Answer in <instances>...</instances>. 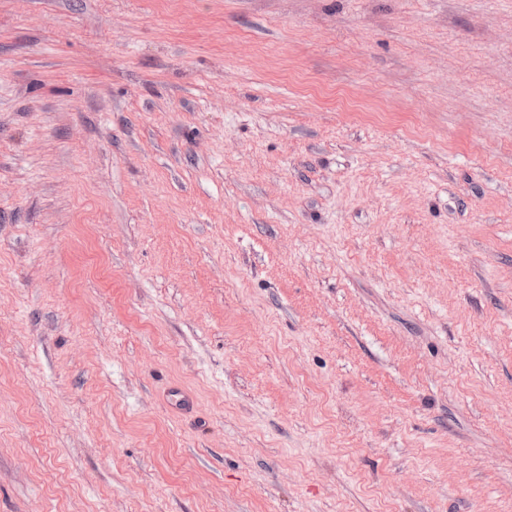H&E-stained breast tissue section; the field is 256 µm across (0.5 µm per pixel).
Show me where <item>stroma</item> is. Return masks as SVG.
<instances>
[{
    "instance_id": "35a3bbf8",
    "label": "stroma",
    "mask_w": 512,
    "mask_h": 512,
    "mask_svg": "<svg viewBox=\"0 0 512 512\" xmlns=\"http://www.w3.org/2000/svg\"><path fill=\"white\" fill-rule=\"evenodd\" d=\"M0 512H512V0H0Z\"/></svg>"
}]
</instances>
